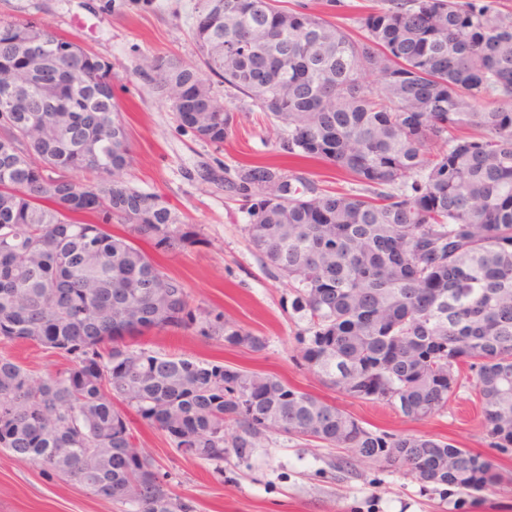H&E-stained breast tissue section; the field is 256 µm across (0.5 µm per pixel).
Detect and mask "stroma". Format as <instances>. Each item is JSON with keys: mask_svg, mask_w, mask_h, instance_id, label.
I'll list each match as a JSON object with an SVG mask.
<instances>
[{"mask_svg": "<svg viewBox=\"0 0 512 512\" xmlns=\"http://www.w3.org/2000/svg\"><path fill=\"white\" fill-rule=\"evenodd\" d=\"M196 0H154L151 10L128 5L111 10L108 0H0V18L48 25L61 36L111 62L118 75L116 95L133 163L121 177L132 187L161 195L183 229L196 241L159 256L169 275L182 279L196 304L267 340L254 352L225 346L196 330L150 332L136 346L163 354L220 361L277 375L290 385L336 404L363 426L398 435L426 434L489 456L512 473V451L488 447L478 425L481 405L463 370L462 386L445 411L411 420L381 403L362 402L329 389L297 356L295 336L303 323L293 316L287 282L268 278L246 241L247 216L223 180L243 165L268 162L322 189L350 190L346 173L312 162L296 163L283 149L284 131L263 113L236 107L235 93L216 87L218 99L233 107L234 121L222 146L193 135L176 121L165 92L139 75L144 58L175 57L194 64L191 37ZM0 355L39 375L67 366L56 352L0 337ZM129 427L137 443L169 472L173 492L196 512H512V485L470 494L450 486L424 484L406 468L360 461L341 466L344 449H326L278 434H267L244 462L221 464L184 458L169 439L136 415ZM0 512H117L80 486L49 477L40 467L0 451Z\"/></svg>", "mask_w": 512, "mask_h": 512, "instance_id": "stroma-1", "label": "stroma"}]
</instances>
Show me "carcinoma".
<instances>
[{"instance_id": "cac0c4a2", "label": "carcinoma", "mask_w": 512, "mask_h": 512, "mask_svg": "<svg viewBox=\"0 0 512 512\" xmlns=\"http://www.w3.org/2000/svg\"><path fill=\"white\" fill-rule=\"evenodd\" d=\"M199 63L144 59L186 90L181 125L221 145L233 115L214 86L287 131L290 156L352 177L301 193L273 164L240 169L245 232L292 288L298 357L326 386L420 420L475 370L480 427L512 447V11L497 0H378L354 36L273 0H197ZM38 39L44 55L21 56ZM376 80L371 81L369 77ZM112 64L35 22H0V336L70 357L37 376L0 357V450L122 506L194 512L138 448L127 415L183 456L247 460L275 433L376 461L393 448L427 483L480 492L506 477L427 435L372 431L280 378L136 348L151 330L196 329L231 347L266 339L195 304L157 253L192 242L160 195L117 174L133 162ZM24 85L13 94L5 87ZM93 169L100 180L72 173ZM124 226L114 235L113 221Z\"/></svg>"}]
</instances>
